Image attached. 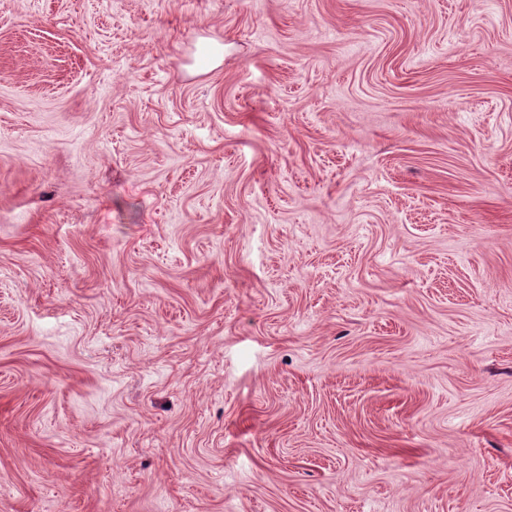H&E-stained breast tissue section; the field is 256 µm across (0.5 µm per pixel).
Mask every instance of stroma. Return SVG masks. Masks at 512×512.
Here are the masks:
<instances>
[{"instance_id":"obj_1","label":"stroma","mask_w":512,"mask_h":512,"mask_svg":"<svg viewBox=\"0 0 512 512\" xmlns=\"http://www.w3.org/2000/svg\"><path fill=\"white\" fill-rule=\"evenodd\" d=\"M0 512H512V0H0Z\"/></svg>"}]
</instances>
